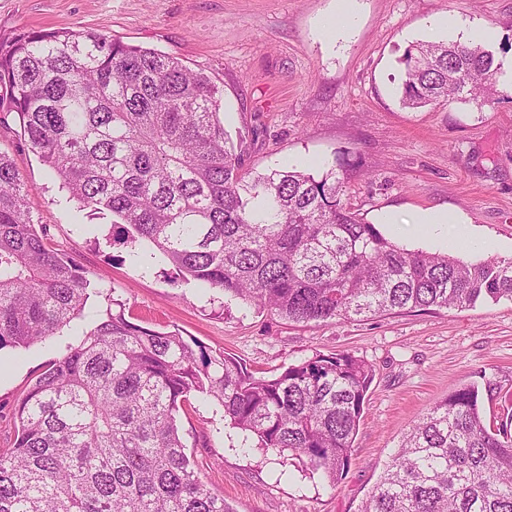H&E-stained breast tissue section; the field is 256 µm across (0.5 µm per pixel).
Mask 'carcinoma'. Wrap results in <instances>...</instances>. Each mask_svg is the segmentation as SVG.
Wrapping results in <instances>:
<instances>
[{"mask_svg":"<svg viewBox=\"0 0 512 512\" xmlns=\"http://www.w3.org/2000/svg\"><path fill=\"white\" fill-rule=\"evenodd\" d=\"M401 101L444 106L498 92L478 44L426 41L403 58ZM70 198L178 274L296 322L380 317L512 299V258L471 263L408 250L352 211L345 178L296 167L253 173L222 93L177 56L104 34L0 35V101ZM31 186L0 151V350L87 317L104 277L57 249ZM373 369L348 353L266 376L177 331L130 321L111 300L17 403L0 449V512H234L200 480L178 414L205 394L260 448L336 486ZM359 512H512V403L487 416L479 388L437 402L403 436Z\"/></svg>","mask_w":512,"mask_h":512,"instance_id":"carcinoma-1","label":"carcinoma"}]
</instances>
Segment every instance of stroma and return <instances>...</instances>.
Masks as SVG:
<instances>
[{
    "mask_svg": "<svg viewBox=\"0 0 512 512\" xmlns=\"http://www.w3.org/2000/svg\"><path fill=\"white\" fill-rule=\"evenodd\" d=\"M444 19L447 29L432 30ZM480 40L499 66L500 95L411 110L396 91L405 51ZM83 30L180 57L223 88L224 125L242 132L245 165L352 169L345 197L364 221L404 248L467 261L512 254V0H0V34ZM0 150L30 184V206L53 243L103 273L135 323L179 331L212 355L269 373L316 354L348 352L374 371L350 467L329 486L263 448H245L222 407L193 399L180 417L186 452L201 479L235 512H358L409 428L459 387L488 377L512 389V300L465 310L436 308L353 321L293 322L185 282L157 263L149 243L109 246L110 218L65 202L58 182L28 148L15 120L0 126ZM462 214L469 241L453 245L419 224L426 210ZM89 323L29 348L0 351V448L15 437L13 408L30 384L77 342Z\"/></svg>",
    "mask_w": 512,
    "mask_h": 512,
    "instance_id": "stroma-1",
    "label": "stroma"
}]
</instances>
